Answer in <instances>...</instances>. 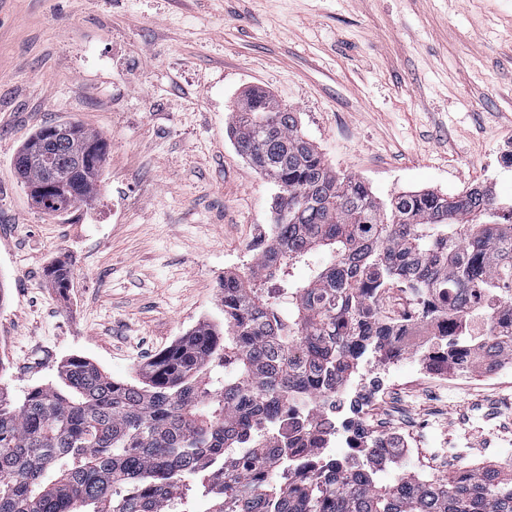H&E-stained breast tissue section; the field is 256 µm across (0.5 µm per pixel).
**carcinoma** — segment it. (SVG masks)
I'll list each match as a JSON object with an SVG mask.
<instances>
[{"label": "carcinoma", "mask_w": 512, "mask_h": 512, "mask_svg": "<svg viewBox=\"0 0 512 512\" xmlns=\"http://www.w3.org/2000/svg\"><path fill=\"white\" fill-rule=\"evenodd\" d=\"M230 134L255 170L283 194L269 242L249 272L224 273V330L201 325L159 354L142 382L112 379L78 357L56 380L15 404L0 392V512H512V474L465 470L453 481L382 457L370 438L361 457L301 479L271 470L315 400L352 378L364 358L447 355L450 370L483 358L470 309H512V205L490 186L455 195L408 191L384 201L338 173L298 130L297 113L264 91L238 101ZM53 144L61 191L47 213L92 197L105 161L101 137L62 122ZM34 133L13 159L25 186L44 172L26 163ZM322 252L303 281L291 270ZM47 277H71L55 264ZM393 289L419 302L413 326L446 320L420 345H398L381 307ZM290 308L280 310L281 300ZM304 405L302 420L282 415ZM393 467L394 482L378 471Z\"/></svg>", "instance_id": "1"}]
</instances>
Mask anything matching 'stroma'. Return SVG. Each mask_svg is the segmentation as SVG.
<instances>
[{"label": "stroma", "instance_id": "1", "mask_svg": "<svg viewBox=\"0 0 512 512\" xmlns=\"http://www.w3.org/2000/svg\"><path fill=\"white\" fill-rule=\"evenodd\" d=\"M292 107L337 171L381 199L476 183L512 203V0H0V387L85 359L138 381L197 326L275 222L276 186L227 136L241 95ZM60 120L106 141L95 196L45 213L13 170ZM72 269L67 288L47 269ZM392 368L364 417L402 405L418 461L452 477L512 449V385L439 394Z\"/></svg>", "mask_w": 512, "mask_h": 512}]
</instances>
